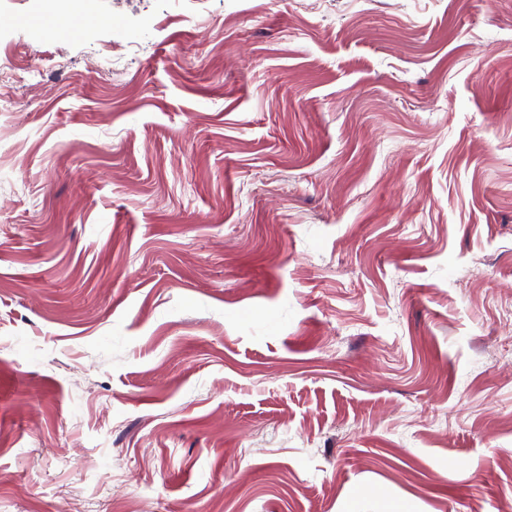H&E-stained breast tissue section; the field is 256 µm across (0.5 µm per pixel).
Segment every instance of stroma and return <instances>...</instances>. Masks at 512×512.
<instances>
[{
    "mask_svg": "<svg viewBox=\"0 0 512 512\" xmlns=\"http://www.w3.org/2000/svg\"><path fill=\"white\" fill-rule=\"evenodd\" d=\"M0 0V512H512V0ZM64 1L71 0H42L43 12L56 20L54 27L43 30L44 35L49 38L61 35L63 30L66 28L69 19L81 12V10L76 8L63 7Z\"/></svg>",
    "mask_w": 512,
    "mask_h": 512,
    "instance_id": "1",
    "label": "stroma"
}]
</instances>
